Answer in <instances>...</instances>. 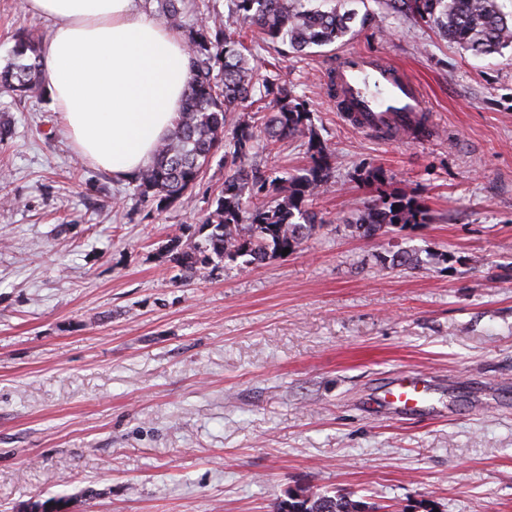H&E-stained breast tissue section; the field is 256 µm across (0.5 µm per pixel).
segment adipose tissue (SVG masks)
I'll return each mask as SVG.
<instances>
[{"label": "adipose tissue", "mask_w": 512, "mask_h": 512, "mask_svg": "<svg viewBox=\"0 0 512 512\" xmlns=\"http://www.w3.org/2000/svg\"><path fill=\"white\" fill-rule=\"evenodd\" d=\"M142 0H26L51 23L50 92L77 152L114 176L149 165L174 129L190 70L184 39Z\"/></svg>", "instance_id": "ef3b65f1"}]
</instances>
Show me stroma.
I'll use <instances>...</instances> for the list:
<instances>
[{"instance_id":"stroma-1","label":"stroma","mask_w":512,"mask_h":512,"mask_svg":"<svg viewBox=\"0 0 512 512\" xmlns=\"http://www.w3.org/2000/svg\"><path fill=\"white\" fill-rule=\"evenodd\" d=\"M345 42L303 54L249 34L336 157L322 229L287 256L191 276L164 248L197 242L231 170L216 154L160 210L80 159L51 95H0V512L72 496V512H276L290 490L344 489L384 512H512V51L481 57L383 0H342ZM0 0L15 36L48 38ZM406 67L438 123L387 145L347 126L325 77L338 53ZM304 139L241 167L298 174ZM430 221L361 238L369 170ZM435 254L394 267L388 253ZM432 380L431 412L380 402L397 373Z\"/></svg>"}]
</instances>
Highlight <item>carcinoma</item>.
<instances>
[{
  "mask_svg": "<svg viewBox=\"0 0 512 512\" xmlns=\"http://www.w3.org/2000/svg\"><path fill=\"white\" fill-rule=\"evenodd\" d=\"M167 22L183 28V0H160ZM237 19L265 41L288 40L304 52L330 45L351 32L352 11L308 8L304 0H232ZM397 12L409 13L433 26L438 34L476 56L512 48V13L499 8L497 0H385ZM191 53L187 91L172 133L157 146L153 162L133 175L138 198L165 209L192 190L210 160L224 144L227 115L261 87L269 112L260 124L246 120L233 128V150L224 161L234 165L259 148L272 151L288 138L306 139L309 165L304 172L282 176L279 172L252 168L224 180L211 210L202 220L209 233L202 242L175 235L165 246L169 261L190 275L202 274L226 259L241 260L240 267L295 252L302 242L324 224L311 208L313 198L327 182L335 158L313 129L310 110L284 84L259 79L244 54L236 31L207 17L186 29ZM49 85L41 61V47L29 35L20 36L13 58L0 69V91L14 102L24 103L47 92ZM429 222L427 208L417 199L384 192L355 221L350 232L362 237L386 234L394 228ZM433 254L422 259L415 251H398L393 266L429 265ZM43 512H64L72 503L65 495L37 499ZM278 512H377L376 507L352 499L341 491L313 492L299 488L288 495V506Z\"/></svg>",
  "mask_w": 512,
  "mask_h": 512,
  "instance_id": "1",
  "label": "carcinoma"
}]
</instances>
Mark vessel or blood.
<instances>
[{
    "mask_svg": "<svg viewBox=\"0 0 512 512\" xmlns=\"http://www.w3.org/2000/svg\"><path fill=\"white\" fill-rule=\"evenodd\" d=\"M343 121L360 134L386 144L429 136L435 118L419 86L399 66L359 52L341 53L326 74ZM389 410L430 408L434 391L419 374L398 375L381 397Z\"/></svg>",
    "mask_w": 512,
    "mask_h": 512,
    "instance_id": "b4317fda",
    "label": "vessel or blood"
}]
</instances>
